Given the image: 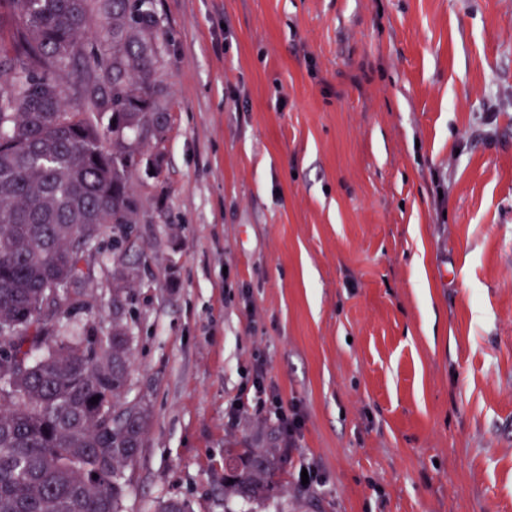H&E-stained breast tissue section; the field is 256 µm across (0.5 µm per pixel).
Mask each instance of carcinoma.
Wrapping results in <instances>:
<instances>
[{
	"label": "carcinoma",
	"instance_id": "cac0c4a2",
	"mask_svg": "<svg viewBox=\"0 0 512 512\" xmlns=\"http://www.w3.org/2000/svg\"><path fill=\"white\" fill-rule=\"evenodd\" d=\"M164 41L152 0H0V324L15 326L0 332L15 352L0 512H122L148 419L119 400L132 342L123 289H112L105 368L91 337L50 333L69 290L33 305L56 265L80 281V225L136 223L132 176L170 129ZM284 464L270 448L230 453L224 493L269 499Z\"/></svg>",
	"mask_w": 512,
	"mask_h": 512
}]
</instances>
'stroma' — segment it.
<instances>
[{
  "instance_id": "stroma-1",
  "label": "stroma",
  "mask_w": 512,
  "mask_h": 512,
  "mask_svg": "<svg viewBox=\"0 0 512 512\" xmlns=\"http://www.w3.org/2000/svg\"><path fill=\"white\" fill-rule=\"evenodd\" d=\"M172 110L126 237L55 331L133 342L148 412L124 512H242L224 451L254 353L304 419L251 512H512V0H154Z\"/></svg>"
}]
</instances>
